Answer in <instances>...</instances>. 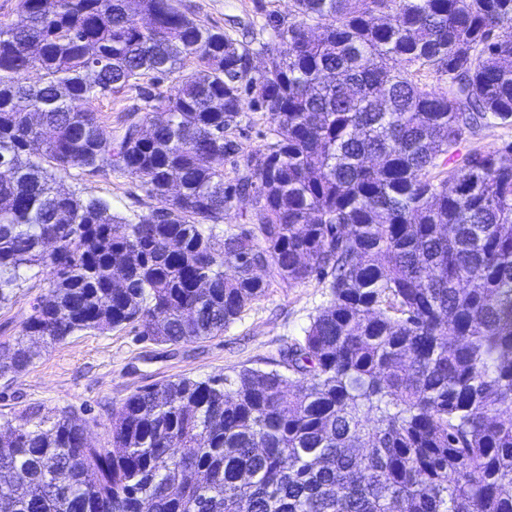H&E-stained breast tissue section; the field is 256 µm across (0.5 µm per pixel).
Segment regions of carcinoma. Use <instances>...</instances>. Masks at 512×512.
Returning <instances> with one entry per match:
<instances>
[{
	"instance_id": "carcinoma-1",
	"label": "carcinoma",
	"mask_w": 512,
	"mask_h": 512,
	"mask_svg": "<svg viewBox=\"0 0 512 512\" xmlns=\"http://www.w3.org/2000/svg\"><path fill=\"white\" fill-rule=\"evenodd\" d=\"M294 7L268 17L257 73L178 0H19L0 24V304L23 269L54 273L1 375L80 331L178 344L274 285L332 296L283 354L294 383L245 369L135 392L107 447L71 410L6 421L0 512H512V162L478 146L512 127V0ZM126 88L138 103L106 137L93 101ZM246 111L274 142L229 178ZM71 167L163 206L127 218L52 186ZM254 201L251 197H241L234 201L232 208L224 213V223L218 225L216 233L218 239H222L223 235L227 232L236 230L238 224H243V217L245 213L253 208Z\"/></svg>"
}]
</instances>
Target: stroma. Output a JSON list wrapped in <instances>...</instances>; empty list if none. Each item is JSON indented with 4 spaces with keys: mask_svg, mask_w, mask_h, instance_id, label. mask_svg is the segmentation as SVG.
<instances>
[{
    "mask_svg": "<svg viewBox=\"0 0 512 512\" xmlns=\"http://www.w3.org/2000/svg\"><path fill=\"white\" fill-rule=\"evenodd\" d=\"M183 2L198 23L233 28L244 41L265 40L260 27L268 12L288 21L294 18L293 0ZM272 126L268 115L254 112L230 128L227 135L237 152L225 157V173L245 165L250 154L271 143ZM55 178L66 191L103 199L122 215L160 206L158 199L127 176H87L70 169L56 172ZM52 280V272L45 267L24 271L11 300L0 305V341L20 333L35 298L47 293ZM330 300L325 283L312 279L268 288L224 332L206 339L156 343L126 327L106 333L81 331L54 345H33V360L26 370L0 375V423L25 411L37 410L50 417L71 408L85 419L91 443L107 444L112 412L138 390L182 377L204 380L233 377L245 369L284 371L283 351Z\"/></svg>",
    "mask_w": 512,
    "mask_h": 512,
    "instance_id": "1",
    "label": "stroma"
}]
</instances>
